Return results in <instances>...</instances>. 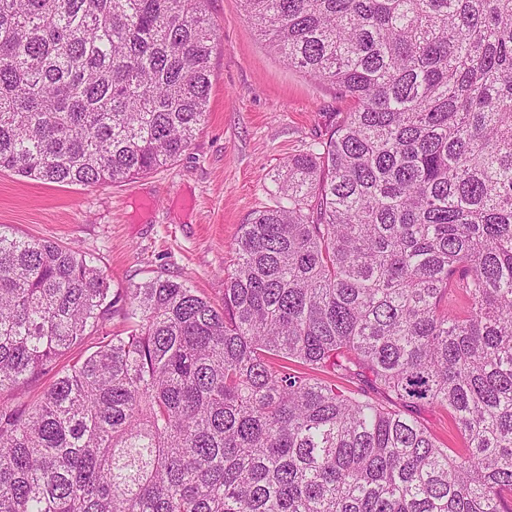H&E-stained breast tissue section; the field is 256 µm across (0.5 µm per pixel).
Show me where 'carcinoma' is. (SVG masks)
<instances>
[{
    "instance_id": "obj_1",
    "label": "carcinoma",
    "mask_w": 512,
    "mask_h": 512,
    "mask_svg": "<svg viewBox=\"0 0 512 512\" xmlns=\"http://www.w3.org/2000/svg\"><path fill=\"white\" fill-rule=\"evenodd\" d=\"M242 3L350 107L242 225L219 307L0 224V512H512V0ZM214 38L205 0H0V172L173 162ZM418 419L435 435L444 448H462L463 435L454 428L448 411L425 409L418 413Z\"/></svg>"
}]
</instances>
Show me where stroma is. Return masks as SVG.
Returning a JSON list of instances; mask_svg holds the SVG:
<instances>
[{
	"mask_svg": "<svg viewBox=\"0 0 512 512\" xmlns=\"http://www.w3.org/2000/svg\"><path fill=\"white\" fill-rule=\"evenodd\" d=\"M216 36L205 124L177 161L97 187L0 172V224L78 247L111 289L184 279L215 304L242 224L274 204V174L308 151L349 103L288 67L248 22L241 0H206Z\"/></svg>",
	"mask_w": 512,
	"mask_h": 512,
	"instance_id": "1",
	"label": "stroma"
}]
</instances>
